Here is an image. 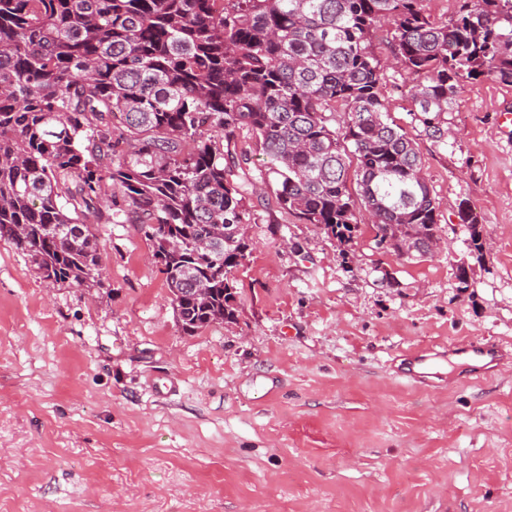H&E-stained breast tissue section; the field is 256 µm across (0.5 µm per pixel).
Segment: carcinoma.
I'll return each mask as SVG.
<instances>
[{"label": "carcinoma", "mask_w": 512, "mask_h": 512, "mask_svg": "<svg viewBox=\"0 0 512 512\" xmlns=\"http://www.w3.org/2000/svg\"><path fill=\"white\" fill-rule=\"evenodd\" d=\"M424 0H0V233L45 279L101 286L84 212L148 229L181 330L236 316L253 182L224 151L259 141L278 206L353 240L439 237L415 142L379 93L373 34L413 76V112L445 141L465 82L512 83V0H467L438 22ZM193 288H204L198 296Z\"/></svg>", "instance_id": "obj_1"}]
</instances>
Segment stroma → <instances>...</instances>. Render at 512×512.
<instances>
[{
    "label": "stroma",
    "mask_w": 512,
    "mask_h": 512,
    "mask_svg": "<svg viewBox=\"0 0 512 512\" xmlns=\"http://www.w3.org/2000/svg\"><path fill=\"white\" fill-rule=\"evenodd\" d=\"M413 83L380 92L436 199L429 257L361 211L341 244L260 189L236 317L190 336L140 225L88 216L98 288L0 239V512H512V85L465 83L437 142ZM470 342L504 353L480 380L442 357L408 380L416 350Z\"/></svg>",
    "instance_id": "obj_1"
}]
</instances>
